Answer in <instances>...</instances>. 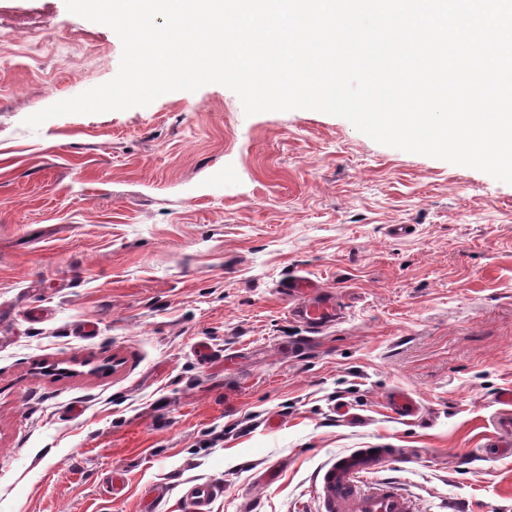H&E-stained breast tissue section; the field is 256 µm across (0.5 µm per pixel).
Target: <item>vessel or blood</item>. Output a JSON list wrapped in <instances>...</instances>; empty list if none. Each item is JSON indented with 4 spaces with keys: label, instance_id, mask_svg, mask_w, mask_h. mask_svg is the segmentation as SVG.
Wrapping results in <instances>:
<instances>
[{
    "label": "vessel or blood",
    "instance_id": "obj_1",
    "mask_svg": "<svg viewBox=\"0 0 512 512\" xmlns=\"http://www.w3.org/2000/svg\"><path fill=\"white\" fill-rule=\"evenodd\" d=\"M282 292L289 301L288 314L309 335L318 336L340 324L345 315L333 291L304 276L288 280ZM497 431L486 443L489 455L512 446V414L502 413ZM420 448H356L322 467L314 491L323 512H418L417 504L393 480V472L416 464ZM219 485L204 482L187 487L185 512H209L221 493Z\"/></svg>",
    "mask_w": 512,
    "mask_h": 512
}]
</instances>
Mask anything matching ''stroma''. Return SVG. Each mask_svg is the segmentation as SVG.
<instances>
[{
	"label": "stroma",
	"instance_id": "obj_1",
	"mask_svg": "<svg viewBox=\"0 0 512 512\" xmlns=\"http://www.w3.org/2000/svg\"><path fill=\"white\" fill-rule=\"evenodd\" d=\"M121 53L65 0H0V512H141L157 486L181 512L189 482L223 486L211 512H322L318 470L389 444L427 451L400 475L419 512H512V456L482 454L512 390V184L218 84L25 126ZM294 275L344 321L291 322Z\"/></svg>",
	"mask_w": 512,
	"mask_h": 512
}]
</instances>
